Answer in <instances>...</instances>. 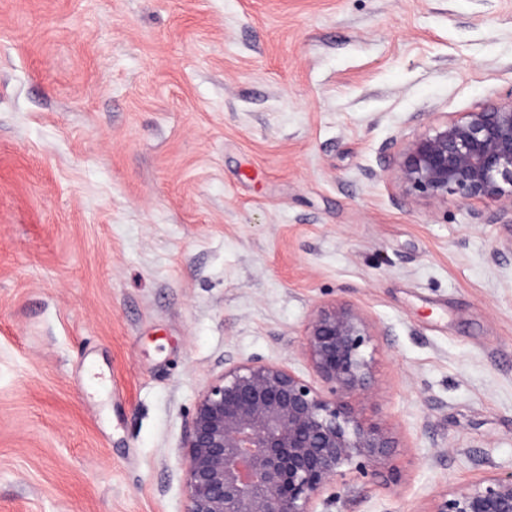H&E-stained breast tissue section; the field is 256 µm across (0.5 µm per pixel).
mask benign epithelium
Here are the masks:
<instances>
[{"label":"benign epithelium","instance_id":"1","mask_svg":"<svg viewBox=\"0 0 512 512\" xmlns=\"http://www.w3.org/2000/svg\"><path fill=\"white\" fill-rule=\"evenodd\" d=\"M397 178L434 201L492 205L474 217L512 229V99L438 122L405 148ZM373 341L358 308L321 306L305 349L322 386L259 357L224 364L182 439L186 512H318L346 470L387 465L393 437L347 403L369 387ZM431 512H512V474L448 492Z\"/></svg>","mask_w":512,"mask_h":512}]
</instances>
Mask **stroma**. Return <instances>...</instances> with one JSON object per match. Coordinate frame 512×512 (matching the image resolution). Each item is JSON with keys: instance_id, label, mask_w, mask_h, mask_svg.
<instances>
[{"instance_id": "obj_1", "label": "stroma", "mask_w": 512, "mask_h": 512, "mask_svg": "<svg viewBox=\"0 0 512 512\" xmlns=\"http://www.w3.org/2000/svg\"><path fill=\"white\" fill-rule=\"evenodd\" d=\"M510 97L512 0H0V512H186L202 391L334 302L396 447L327 512L512 473V230L396 176Z\"/></svg>"}]
</instances>
